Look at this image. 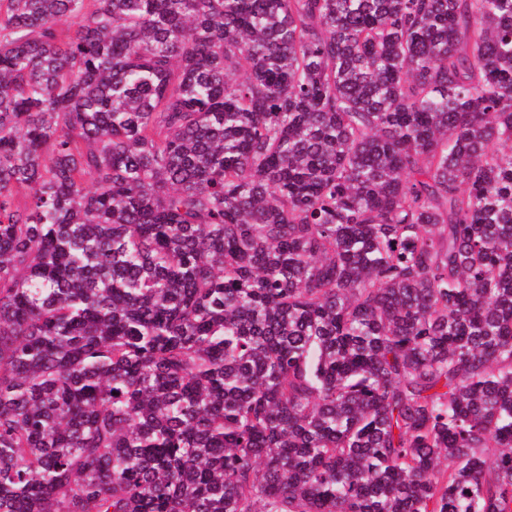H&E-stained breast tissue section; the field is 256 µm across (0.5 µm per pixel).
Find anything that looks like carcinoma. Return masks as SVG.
<instances>
[{"instance_id": "cac0c4a2", "label": "carcinoma", "mask_w": 512, "mask_h": 512, "mask_svg": "<svg viewBox=\"0 0 512 512\" xmlns=\"http://www.w3.org/2000/svg\"><path fill=\"white\" fill-rule=\"evenodd\" d=\"M0 512H512V0H0Z\"/></svg>"}]
</instances>
